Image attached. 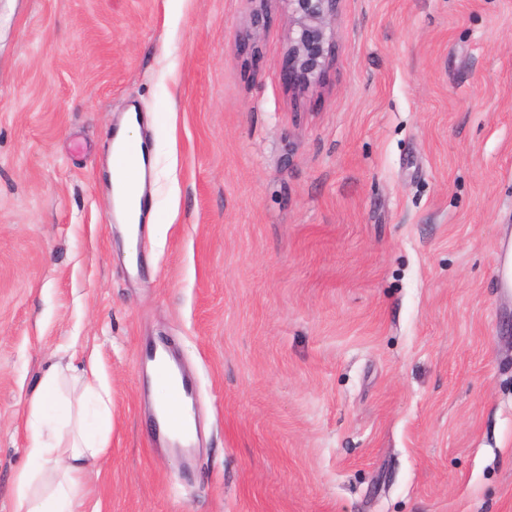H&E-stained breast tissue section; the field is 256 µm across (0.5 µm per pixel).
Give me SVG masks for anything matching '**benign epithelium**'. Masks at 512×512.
<instances>
[{
	"label": "benign epithelium",
	"instance_id": "1",
	"mask_svg": "<svg viewBox=\"0 0 512 512\" xmlns=\"http://www.w3.org/2000/svg\"><path fill=\"white\" fill-rule=\"evenodd\" d=\"M277 1L288 12V58L298 90L320 86L335 56L336 17L342 0H253L254 16Z\"/></svg>",
	"mask_w": 512,
	"mask_h": 512
}]
</instances>
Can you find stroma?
Returning a JSON list of instances; mask_svg holds the SVG:
<instances>
[{"label":"stroma","instance_id":"35a3bbf8","mask_svg":"<svg viewBox=\"0 0 512 512\" xmlns=\"http://www.w3.org/2000/svg\"><path fill=\"white\" fill-rule=\"evenodd\" d=\"M252 0H0V512L28 399L96 352L81 512H512V0H342L299 95ZM153 167L128 266L106 181ZM166 336L198 442L153 437Z\"/></svg>","mask_w":512,"mask_h":512}]
</instances>
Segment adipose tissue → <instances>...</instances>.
<instances>
[{"mask_svg": "<svg viewBox=\"0 0 512 512\" xmlns=\"http://www.w3.org/2000/svg\"><path fill=\"white\" fill-rule=\"evenodd\" d=\"M144 175L140 160L109 172L111 203L130 248L141 216L127 214L125 194L131 186L143 189ZM111 405L96 354L84 359L78 375H68L60 365L45 373L40 389L28 401V464L14 478L15 512H77L89 468L109 445L108 431H91L89 421L108 419Z\"/></svg>", "mask_w": 512, "mask_h": 512, "instance_id": "1", "label": "adipose tissue"}]
</instances>
